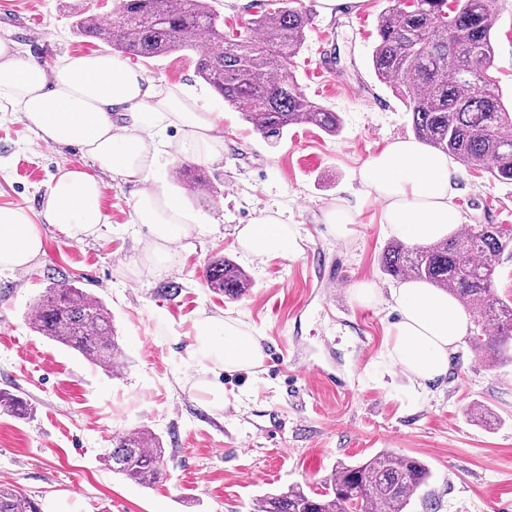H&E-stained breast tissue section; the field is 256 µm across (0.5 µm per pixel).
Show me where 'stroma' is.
I'll use <instances>...</instances> for the list:
<instances>
[{"label": "stroma", "mask_w": 512, "mask_h": 512, "mask_svg": "<svg viewBox=\"0 0 512 512\" xmlns=\"http://www.w3.org/2000/svg\"><path fill=\"white\" fill-rule=\"evenodd\" d=\"M304 4L313 23L294 73L311 100L339 113L335 136L300 125L278 142L264 139L197 77L194 51L128 57L156 82L208 102L224 129V162L205 167L217 196L185 190L173 180L177 159L160 157L159 175L197 222L153 274L143 267L147 231L132 221L134 188L102 174L104 222L95 235L70 239L42 215L48 188L61 170L92 174L95 166L79 147L47 145L18 113L0 112V206L26 210L44 239L33 268L0 272V389L32 409L26 420L0 413V485L42 504L65 500L70 512H252L260 494L317 488L337 460L388 448L431 471L411 512H512V366L485 367L464 342L447 377L420 388L386 353L394 311L355 297L363 283L384 292L398 285L379 266L391 240L382 205L359 177L369 157L413 134L404 105L371 64L387 0H360L330 15L318 0ZM112 11L113 0H5L0 36L42 63L107 54L110 46L81 37L75 22ZM489 73L512 101V0L495 25ZM454 203L464 223L512 224V184L483 171L464 169ZM334 205L352 217L340 235L323 220ZM266 214L295 225L298 255L259 260L238 247V227ZM217 256L250 280L238 299L205 283ZM51 273L111 311L122 376L30 327ZM203 313L235 319L260 337L261 367L227 372L190 353ZM202 378L223 385V407H206V393L190 388ZM475 403L493 410L496 423L473 421ZM273 418L283 431L269 439L262 429ZM138 427L166 448V475L149 488L104 462L113 439Z\"/></svg>", "instance_id": "stroma-1"}]
</instances>
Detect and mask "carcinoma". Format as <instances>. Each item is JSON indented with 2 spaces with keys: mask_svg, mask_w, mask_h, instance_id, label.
Returning <instances> with one entry per match:
<instances>
[{
  "mask_svg": "<svg viewBox=\"0 0 512 512\" xmlns=\"http://www.w3.org/2000/svg\"><path fill=\"white\" fill-rule=\"evenodd\" d=\"M501 2L414 0L406 6L389 0L379 16L371 62L377 78L404 98L418 141L510 184L512 108L489 75ZM311 24L301 0H283V6L256 15L226 42L220 15L207 0H116L113 19L86 15L75 27L127 55L197 51V75L264 137H280L302 124L335 136L341 132L340 116L311 101L292 72ZM200 171L185 163L175 179L192 192H208ZM506 254L512 255L511 227L467 224L445 240L419 246L394 240L381 264L386 274L425 281L469 310L475 328L468 343L484 365L495 368L512 361V300L493 291ZM206 284L231 299L247 288L242 271L225 259L207 266ZM28 320L40 335L114 376L124 367L112 313L82 288L51 283ZM0 412L23 419L28 407L23 397L1 390ZM105 461L112 472L150 486L164 474L165 448L154 432L133 429L113 441ZM430 478L419 459L384 449L359 462H336L319 491L294 485L258 496L254 507L256 512H407ZM0 512H41V507L15 489L0 487Z\"/></svg>",
  "mask_w": 512,
  "mask_h": 512,
  "instance_id": "carcinoma-1",
  "label": "carcinoma"
}]
</instances>
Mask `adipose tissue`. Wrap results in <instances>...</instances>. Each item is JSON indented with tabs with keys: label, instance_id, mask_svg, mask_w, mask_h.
I'll use <instances>...</instances> for the list:
<instances>
[{
	"label": "adipose tissue",
	"instance_id": "1",
	"mask_svg": "<svg viewBox=\"0 0 512 512\" xmlns=\"http://www.w3.org/2000/svg\"><path fill=\"white\" fill-rule=\"evenodd\" d=\"M0 110L21 113L44 142L84 149L102 171L136 185L134 223L149 233L157 256L188 236L194 216L171 202L169 185L156 177L161 153L216 163L224 159L219 117L176 84L155 85L146 70L120 57L78 54L48 67L22 57L0 37ZM176 140H165L168 129ZM370 195L383 205L382 221L408 243L443 239L462 222L453 202L461 171L412 138L389 143L359 170ZM74 240L94 234L104 220L102 184L79 169L61 171L43 211ZM238 245L254 257L299 253L294 226L264 216L238 228ZM43 252L28 213L0 207V271H22ZM396 319L387 329L389 353L420 385L447 376L451 358L469 328L468 315L447 293L424 282L390 289ZM192 353L228 371H249L263 360L259 337L232 319L201 315Z\"/></svg>",
	"mask_w": 512,
	"mask_h": 512
}]
</instances>
